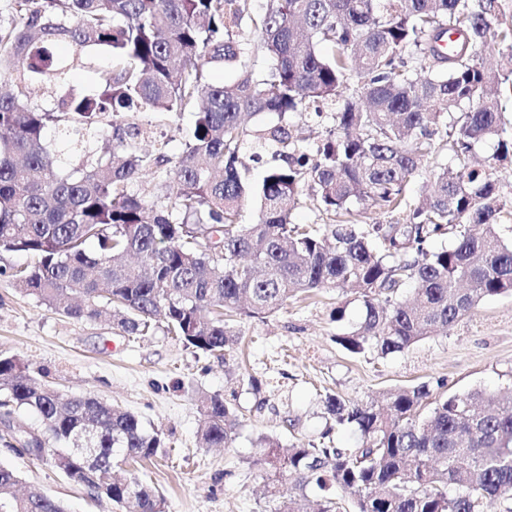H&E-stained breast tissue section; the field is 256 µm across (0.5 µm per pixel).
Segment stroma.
Listing matches in <instances>:
<instances>
[{"mask_svg":"<svg viewBox=\"0 0 512 512\" xmlns=\"http://www.w3.org/2000/svg\"><path fill=\"white\" fill-rule=\"evenodd\" d=\"M67 84L98 91L97 76L109 66L107 49H88ZM192 113L153 117L150 144L169 157L184 149ZM28 255L0 251V356L16 358L23 374L53 385L64 396H92L140 417L158 432L164 451L119 466L161 490L166 512H272L264 495L266 473L257 464V442L281 446L297 440L354 445V428L327 431L323 401L335 394L366 403L386 391L419 383L443 385L445 393L474 389L512 392V295L482 300L448 334L419 341L399 353L354 356L336 339L356 327L363 306L355 293L325 289L293 298L264 319H245L241 336L216 359L158 326L148 336H129L112 320H79L44 310L18 291L11 274L30 264ZM219 393L240 425L230 447H199V400ZM0 423V466L17 471L24 487L65 503L69 512H118L111 500L90 497L43 458L9 447Z\"/></svg>","mask_w":512,"mask_h":512,"instance_id":"stroma-1","label":"stroma"}]
</instances>
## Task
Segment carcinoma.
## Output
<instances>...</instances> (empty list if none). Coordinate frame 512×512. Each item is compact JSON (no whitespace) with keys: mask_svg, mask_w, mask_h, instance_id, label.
<instances>
[{"mask_svg":"<svg viewBox=\"0 0 512 512\" xmlns=\"http://www.w3.org/2000/svg\"><path fill=\"white\" fill-rule=\"evenodd\" d=\"M0 0V249L36 258L15 270L21 292L52 312L96 320L109 309L128 336L169 332L210 354L238 341L235 321L264 319L289 299L326 288L357 289L364 318L336 337L348 352L382 356L448 334L481 300L512 293V239L496 181L468 164L495 138L512 155V119L490 94L512 92V54L499 70L476 47L497 19L498 0ZM250 21L271 62L257 76L240 38ZM66 43L104 47L111 63L93 97L74 91L46 107L28 95L33 79L54 92L77 62L56 57ZM214 66L235 69L214 83ZM330 108L332 126L310 159L286 122L255 130L248 118ZM143 112H192L176 160L144 150ZM110 118L112 146L95 147ZM63 127L78 163L50 148ZM270 152L281 164L250 185L242 156ZM431 188L413 202L409 186L440 153ZM328 224H296L303 184ZM139 186L133 190V186ZM257 221L243 223L248 199ZM358 201L402 216L394 224L336 220ZM453 243L434 249L444 235ZM407 280L414 296L398 298ZM0 403L32 410L44 425L55 469L123 512H166L165 498L138 477L112 478L113 463L149 459L162 440L133 413L95 397H65L35 385L14 357L0 356ZM421 383L386 403L324 399L336 426L359 433L353 448L297 441L281 452L262 438L269 498L289 477L299 496L318 492L315 512H482L486 498L512 502V401L484 389L441 397ZM202 448L228 447L239 421L220 394L201 401ZM95 431L97 458L68 452ZM19 475L0 467V512H67L60 500L21 495Z\"/></svg>","mask_w":512,"mask_h":512,"instance_id":"cac0c4a2","label":"carcinoma"}]
</instances>
